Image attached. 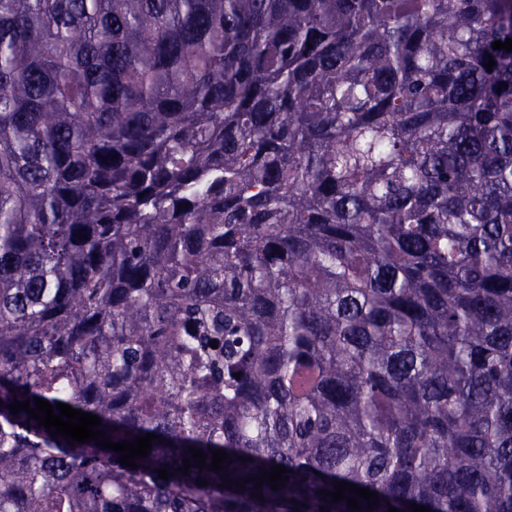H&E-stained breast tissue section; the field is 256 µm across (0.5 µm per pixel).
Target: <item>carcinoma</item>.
I'll return each mask as SVG.
<instances>
[{"label":"carcinoma","mask_w":512,"mask_h":512,"mask_svg":"<svg viewBox=\"0 0 512 512\" xmlns=\"http://www.w3.org/2000/svg\"><path fill=\"white\" fill-rule=\"evenodd\" d=\"M508 38L512 0H0V512H512Z\"/></svg>","instance_id":"obj_1"}]
</instances>
